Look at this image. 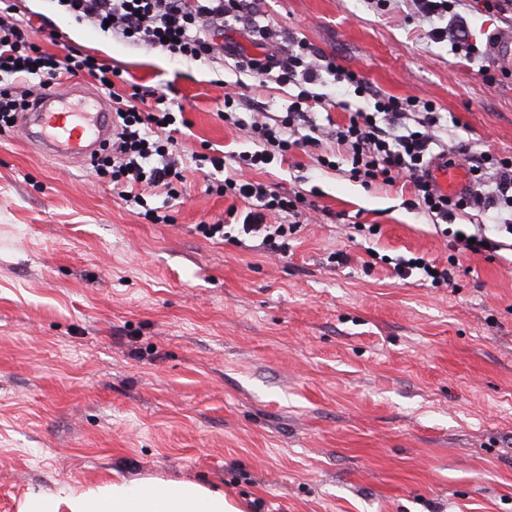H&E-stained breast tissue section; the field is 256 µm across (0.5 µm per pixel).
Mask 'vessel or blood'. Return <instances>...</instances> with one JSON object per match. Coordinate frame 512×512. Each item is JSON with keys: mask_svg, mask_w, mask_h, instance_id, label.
<instances>
[{"mask_svg": "<svg viewBox=\"0 0 512 512\" xmlns=\"http://www.w3.org/2000/svg\"><path fill=\"white\" fill-rule=\"evenodd\" d=\"M67 96L57 87H48L30 112L24 113L21 129L28 142L44 154L83 160L111 138L112 114L99 98L84 102L82 111H71ZM431 177L446 194L459 193L467 184L466 173L454 167H433Z\"/></svg>", "mask_w": 512, "mask_h": 512, "instance_id": "obj_1", "label": "vessel or blood"}]
</instances>
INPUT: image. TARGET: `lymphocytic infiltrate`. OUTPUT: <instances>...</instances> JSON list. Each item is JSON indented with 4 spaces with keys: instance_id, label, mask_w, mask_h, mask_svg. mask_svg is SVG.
<instances>
[{
    "instance_id": "lymphocytic-infiltrate-1",
    "label": "lymphocytic infiltrate",
    "mask_w": 512,
    "mask_h": 512,
    "mask_svg": "<svg viewBox=\"0 0 512 512\" xmlns=\"http://www.w3.org/2000/svg\"><path fill=\"white\" fill-rule=\"evenodd\" d=\"M50 2L54 10L79 22L108 28L128 41L195 61L223 56L226 47L218 38L228 20L250 22L264 38L272 33L270 26L259 24L248 0ZM14 11L13 0H0V128H7L10 120L27 110L41 85L87 73L111 96L117 128L104 155L94 160L95 172L110 175L120 198L137 204L143 201L142 191L171 187L178 171L173 157L175 140L166 132L174 115L165 98H156L154 106L141 107L139 93L123 95L112 85L109 66L70 51L58 55L39 50L31 40L30 23L15 18ZM240 64L260 81L271 79L298 88L279 120L252 121L258 148L240 156L243 165L262 170L293 150L316 148L329 139L344 151L350 178L364 187L408 181L411 197L407 207L429 217L433 224H452L471 212L492 210L500 227L512 235V157L479 155L473 160L466 189L456 195L442 194L431 179V154L440 134L447 132L448 121L430 102L378 92L357 73L341 68L302 40L293 42L287 57H245ZM331 81L353 86L355 95L371 99V107L350 113L346 123L333 126L325 136H296L297 123L324 102L315 86ZM214 190L243 201V208L227 212L228 218L238 223V236L260 239L264 248L275 253L287 252L290 237L301 228L302 194H282L264 183L230 176ZM285 215L290 218L286 224L281 221ZM393 272L402 280L420 277L436 288L452 280L448 268L416 255L396 258Z\"/></svg>"
}]
</instances>
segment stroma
<instances>
[{
	"mask_svg": "<svg viewBox=\"0 0 512 512\" xmlns=\"http://www.w3.org/2000/svg\"><path fill=\"white\" fill-rule=\"evenodd\" d=\"M254 3L375 90L450 113L471 154L512 156V74L490 53L512 13L462 0L465 28L438 43L412 0ZM16 4L43 51L174 99L183 182L151 190L172 217L154 224L89 162L0 130V512L148 477L223 490L239 512H512V235L493 214L483 229L503 249L458 251L406 208L409 186L320 166L326 140L257 176L306 199L287 256L205 238L198 224L235 201L206 193L219 173L204 155L255 150L252 118L279 116L296 87ZM462 31L473 54L451 49ZM411 253L452 266L450 284L394 277L390 258Z\"/></svg>",
	"mask_w": 512,
	"mask_h": 512,
	"instance_id": "1",
	"label": "stroma"
}]
</instances>
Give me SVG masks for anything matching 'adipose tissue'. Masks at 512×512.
Segmentation results:
<instances>
[{
	"label": "adipose tissue",
	"mask_w": 512,
	"mask_h": 512,
	"mask_svg": "<svg viewBox=\"0 0 512 512\" xmlns=\"http://www.w3.org/2000/svg\"><path fill=\"white\" fill-rule=\"evenodd\" d=\"M22 512H238L215 490L190 481H112L30 492Z\"/></svg>",
	"instance_id": "ef3b65f1"
}]
</instances>
